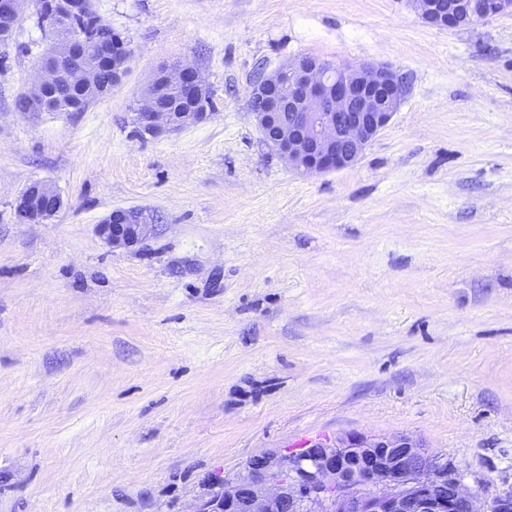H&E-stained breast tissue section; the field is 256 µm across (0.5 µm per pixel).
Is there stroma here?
<instances>
[{
  "label": "stroma",
  "mask_w": 512,
  "mask_h": 512,
  "mask_svg": "<svg viewBox=\"0 0 512 512\" xmlns=\"http://www.w3.org/2000/svg\"><path fill=\"white\" fill-rule=\"evenodd\" d=\"M130 42L81 112H22L50 34L0 43V512H196L269 451L420 441L512 485V12L438 28L412 0H94ZM304 56L391 65L405 94L349 169L304 175L250 107ZM206 122L140 136L161 64ZM64 207L17 223L30 182ZM142 209L115 249L95 227ZM153 222L141 210H116L96 225V232L112 248L130 249L153 236L156 226Z\"/></svg>",
  "instance_id": "1"
}]
</instances>
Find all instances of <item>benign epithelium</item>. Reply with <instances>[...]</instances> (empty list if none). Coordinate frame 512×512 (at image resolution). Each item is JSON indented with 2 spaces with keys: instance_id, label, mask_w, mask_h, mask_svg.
Listing matches in <instances>:
<instances>
[{
  "instance_id": "7a95c632",
  "label": "benign epithelium",
  "mask_w": 512,
  "mask_h": 512,
  "mask_svg": "<svg viewBox=\"0 0 512 512\" xmlns=\"http://www.w3.org/2000/svg\"><path fill=\"white\" fill-rule=\"evenodd\" d=\"M26 2L39 26H61L50 0H0V18L18 21ZM413 2L426 23L448 29L512 11V0ZM86 8L85 0H75L67 34L41 60L27 111H40L37 94L47 86L63 95L75 80L95 83L102 60L120 56L130 62L127 43L110 34L89 37L79 23ZM173 89L194 104L167 111L163 100ZM207 89L188 63L158 68L135 113L140 133L158 136L208 120L211 113L199 111ZM404 92L403 77L387 66L335 65L303 57L256 81L253 114L264 140L297 171L343 170L356 165L387 126ZM63 205L53 184L33 181L17 197L14 214L21 224L45 223ZM96 232L109 246L130 249L151 238L155 224L141 210H116L96 225ZM196 512H512V487L477 494L466 488L451 461L409 436L351 435L332 445L317 442L301 456H256Z\"/></svg>"
}]
</instances>
